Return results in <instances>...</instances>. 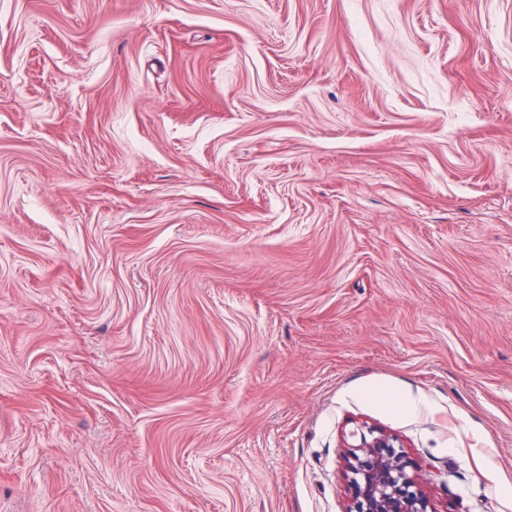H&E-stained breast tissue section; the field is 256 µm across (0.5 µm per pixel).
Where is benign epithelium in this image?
Wrapping results in <instances>:
<instances>
[{
	"label": "benign epithelium",
	"mask_w": 512,
	"mask_h": 512,
	"mask_svg": "<svg viewBox=\"0 0 512 512\" xmlns=\"http://www.w3.org/2000/svg\"><path fill=\"white\" fill-rule=\"evenodd\" d=\"M381 429L360 433L351 451V498L347 512H435L409 469L413 462Z\"/></svg>",
	"instance_id": "7a95c632"
}]
</instances>
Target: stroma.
<instances>
[{
  "mask_svg": "<svg viewBox=\"0 0 512 512\" xmlns=\"http://www.w3.org/2000/svg\"><path fill=\"white\" fill-rule=\"evenodd\" d=\"M370 427L512 512V0H0V512H345Z\"/></svg>",
  "mask_w": 512,
  "mask_h": 512,
  "instance_id": "1",
  "label": "stroma"
}]
</instances>
